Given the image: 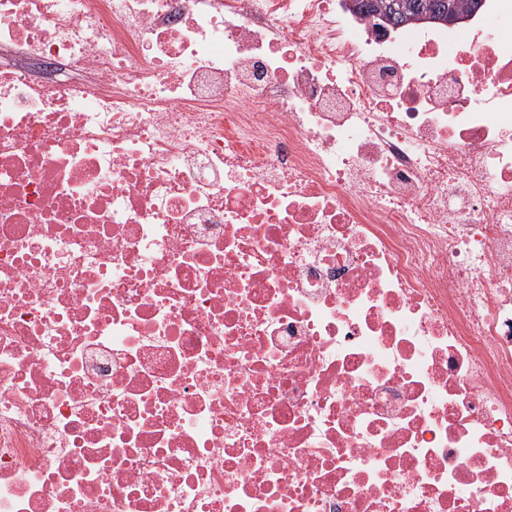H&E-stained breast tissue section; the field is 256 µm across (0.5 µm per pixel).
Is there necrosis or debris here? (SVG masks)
Segmentation results:
<instances>
[{"label": "necrosis or debris", "instance_id": "4bbe7bcc", "mask_svg": "<svg viewBox=\"0 0 512 512\" xmlns=\"http://www.w3.org/2000/svg\"><path fill=\"white\" fill-rule=\"evenodd\" d=\"M0 0V512H512V0ZM453 2L466 7L470 13L480 8L483 0H357V9L364 14L367 11L384 8L396 26L405 25L409 18L425 14L428 19L448 23V8ZM443 18V20H442Z\"/></svg>", "mask_w": 512, "mask_h": 512}]
</instances>
